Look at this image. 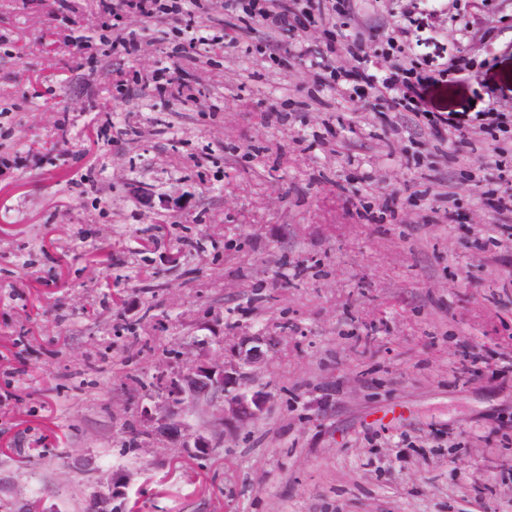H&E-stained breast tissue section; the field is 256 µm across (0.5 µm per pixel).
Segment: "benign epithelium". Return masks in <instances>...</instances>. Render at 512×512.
Masks as SVG:
<instances>
[{"mask_svg":"<svg viewBox=\"0 0 512 512\" xmlns=\"http://www.w3.org/2000/svg\"><path fill=\"white\" fill-rule=\"evenodd\" d=\"M254 346L240 356V363L195 361L186 369L171 373L160 371L163 386L158 392L160 401L141 408L140 418L157 424L159 432L173 441L182 442L195 458H208L216 444L212 435L204 431L190 432L187 422L189 409L201 402L218 405L219 426L237 428L257 419L266 408L265 392L250 390L246 385V367L257 365L264 356L263 338H253Z\"/></svg>","mask_w":512,"mask_h":512,"instance_id":"7a95c632","label":"benign epithelium"}]
</instances>
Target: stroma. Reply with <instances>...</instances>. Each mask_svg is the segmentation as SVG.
Instances as JSON below:
<instances>
[{"mask_svg":"<svg viewBox=\"0 0 512 512\" xmlns=\"http://www.w3.org/2000/svg\"><path fill=\"white\" fill-rule=\"evenodd\" d=\"M352 0L278 47L147 25L110 53L98 0H0V512H512V156L355 95L309 52L393 15ZM416 61L459 57L512 113V0H434ZM193 100L154 97L158 70ZM125 83L116 86L114 72ZM475 84L433 109L475 113ZM177 201L151 209L141 196ZM267 338L271 401L206 460L145 425L153 378ZM113 483H106V476Z\"/></svg>","mask_w":512,"mask_h":512,"instance_id":"obj_1","label":"stroma"}]
</instances>
